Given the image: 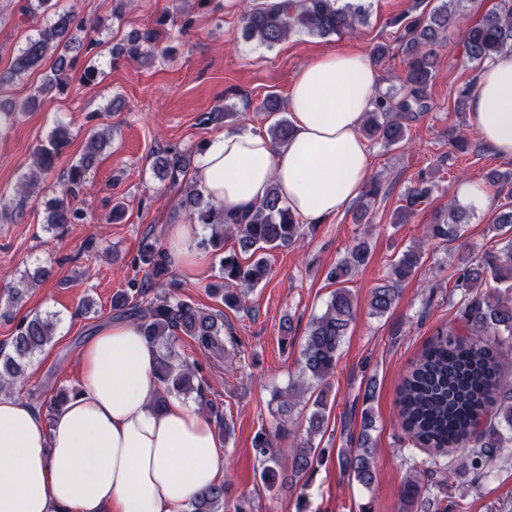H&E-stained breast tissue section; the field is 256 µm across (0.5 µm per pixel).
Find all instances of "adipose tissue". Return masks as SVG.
<instances>
[{
    "label": "adipose tissue",
    "instance_id": "adipose-tissue-1",
    "mask_svg": "<svg viewBox=\"0 0 512 512\" xmlns=\"http://www.w3.org/2000/svg\"><path fill=\"white\" fill-rule=\"evenodd\" d=\"M381 82L361 52L318 56L290 88L287 145L252 130L215 136L194 179L228 215L250 211L273 184L302 219L336 214L372 172L361 125ZM469 121L490 149L512 157L511 52L483 65ZM158 354L136 324L116 321L85 341L80 386L52 417L0 395V512H182L223 482L209 417L173 396L157 401Z\"/></svg>",
    "mask_w": 512,
    "mask_h": 512
}]
</instances>
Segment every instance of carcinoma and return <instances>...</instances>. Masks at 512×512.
I'll list each match as a JSON object with an SVG mask.
<instances>
[{"label":"carcinoma","mask_w":512,"mask_h":512,"mask_svg":"<svg viewBox=\"0 0 512 512\" xmlns=\"http://www.w3.org/2000/svg\"><path fill=\"white\" fill-rule=\"evenodd\" d=\"M456 2L440 0L427 13L394 20L400 30L405 63L402 83L406 93L400 98L389 94L375 97L362 126L367 139L395 146L405 139L407 123L429 108L428 89L437 49L457 20ZM28 11L45 21V25L18 49L9 71L0 73V86L41 67L49 55L53 58L54 75L40 91L54 87L62 91L67 85L65 72L74 67L79 56L93 53L100 40L80 36L94 26L62 8L60 0H29ZM366 18L367 9L359 0H344L342 4L338 0H248L242 14L241 35L246 41L272 47L298 30L323 38L339 37L355 31ZM161 35L162 30L157 27L134 30L113 53L152 59ZM464 52L468 61L477 65L512 52V0H500L498 9L487 12L467 30ZM291 132L290 121L283 117L269 127L268 136L272 144L283 146ZM107 142V134L94 133L79 158L64 173L63 196L45 201L46 230H62L85 220L83 210L70 205L68 198L79 194ZM66 144L67 128L56 127L48 143L36 149L31 164L20 175L14 197L0 201V218L25 209L35 189L53 172L55 160ZM190 166L191 155L166 148L156 158L153 170L158 180L180 186L181 206L188 223L211 228L210 236L201 240V248L215 253L223 251L224 235L228 233L236 237L240 250L249 254L246 263L235 252L222 256L219 282L211 285V293L221 298L225 308L242 309L247 290L257 286L267 274L268 252L295 244L301 224L274 185L248 213L237 217L224 215V211L204 198L197 184L187 180ZM486 180L498 192H507L508 202L503 204L504 210L494 224L495 229L502 231L512 225V172L492 170ZM431 193L429 182L419 179L403 196L393 223H407ZM467 219L464 208L452 206L448 218L428 225V237L449 246L461 237ZM368 249L367 240H358L348 256L329 271V280L336 284V289L325 312L308 328L297 379L287 390L273 394L280 421L274 434L261 431L253 440V452L260 464L259 480L269 492L276 491L285 479L272 437L290 433L288 424L294 422L300 394L306 390L313 396L312 410L305 418L309 438L291 451V477L301 479L327 459L328 449L315 445L312 436L320 433L326 422L329 379L336 370L340 346L354 318L348 283L365 263ZM423 258L419 245L402 252L391 265L387 280L372 291V314L382 316L390 311L399 287L416 274ZM138 260L146 267L149 282L162 285L171 281L172 258L157 239L142 242ZM147 288L148 282L130 280L127 288L112 296V310L136 322L143 335L159 347L156 378L166 392L196 394L201 408L215 418L219 430L230 435L231 422L218 404L207 398V384L197 377L196 362L188 361L175 347L178 336L184 335L211 357L224 359L229 355L231 340L224 337L223 314L182 300L173 291L146 300ZM452 293L460 295V330L438 331L398 388V416L404 430L417 447L431 450L429 459L424 461L428 480L424 482L414 473L402 484V512H448L441 492L470 473L475 477L491 473L497 462L496 449L512 447V381L504 377L502 369L504 355L512 352V237L496 251L461 262ZM57 324L56 315L50 313H36L19 321L11 352L0 348V391H8L26 377L29 362L56 336ZM451 448L465 451L458 467L446 459ZM341 467L364 487L374 483V448L367 435H361L357 447L341 452ZM185 512L251 510L245 500L234 504L227 501L224 485L218 484L190 501Z\"/></svg>","instance_id":"cac0c4a2"}]
</instances>
